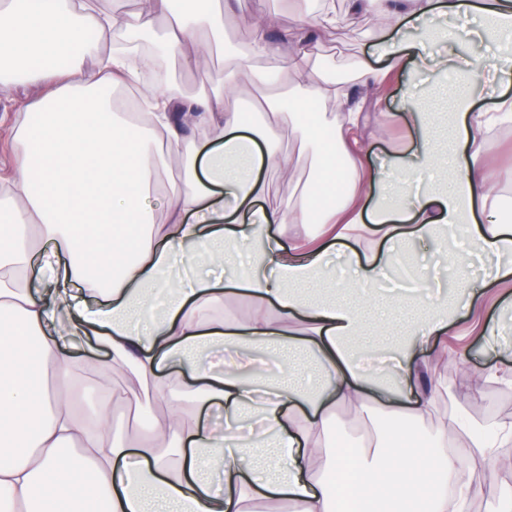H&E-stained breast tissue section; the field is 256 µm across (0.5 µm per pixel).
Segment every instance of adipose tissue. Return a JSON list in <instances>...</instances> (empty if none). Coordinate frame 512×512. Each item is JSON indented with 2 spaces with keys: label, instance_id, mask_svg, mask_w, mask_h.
I'll list each match as a JSON object with an SVG mask.
<instances>
[{
  "label": "adipose tissue",
  "instance_id": "adipose-tissue-1",
  "mask_svg": "<svg viewBox=\"0 0 512 512\" xmlns=\"http://www.w3.org/2000/svg\"><path fill=\"white\" fill-rule=\"evenodd\" d=\"M384 21L392 46L383 66L369 58L358 81L336 79L308 49L313 34L337 29L334 0L317 9L292 0L294 24L269 41L257 15L245 47L224 40L228 6L215 0H0V85L44 95L13 118L18 159L0 176V512H247L257 500L292 512H339L367 498L380 476L394 512H463L477 484L495 472L494 449L512 443V423L469 437L466 463L443 454L448 431L431 432L439 452L415 460L379 444L363 455L337 454L329 478L315 467L336 405L362 416L379 387L358 365L354 338L365 323L350 305L316 299L301 285L327 289L377 284L399 262L398 243L450 235L464 243L448 259L464 266L489 255L495 281L512 276V212L495 194L482 157L485 131L505 122L512 97L475 111L486 69L512 84V57L461 63L456 49L431 57L426 35L441 17L478 14L482 36L512 28V0H349ZM419 31L404 34L407 25ZM153 39L188 71H208L216 48L232 62L206 89L174 94L165 80L146 84L147 116L130 112L117 88L132 67L111 49ZM455 74L430 102L406 89L401 120L409 144L394 154L391 180L371 165L358 136L361 105L406 64ZM249 82L264 114L253 124L230 105ZM292 130L345 193L322 209L308 193L265 205L269 178L293 181L292 153L270 145ZM181 183L160 189L168 158ZM302 231L282 244L276 231ZM362 254L349 279L325 261L333 248ZM51 280L34 291V253ZM248 256L238 265L239 253ZM249 297L245 322L227 319L224 298ZM452 324L436 299L387 370L401 396L418 385L408 416L431 418L443 387L425 359L427 344ZM89 336L104 358L79 359L66 339ZM282 345L314 355L315 390L257 368V347ZM231 355L204 365L208 351ZM135 407L144 435L115 429V407ZM164 414H157V407ZM223 415L201 421L199 408ZM462 473L449 502L440 475Z\"/></svg>",
  "mask_w": 512,
  "mask_h": 512
}]
</instances>
